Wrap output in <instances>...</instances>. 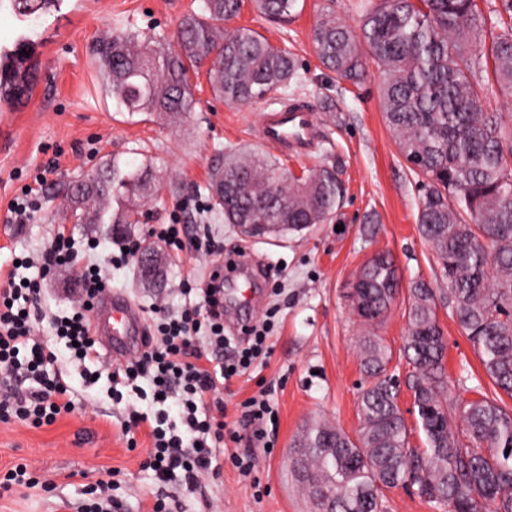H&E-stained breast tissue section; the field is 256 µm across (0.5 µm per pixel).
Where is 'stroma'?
Wrapping results in <instances>:
<instances>
[{
  "label": "stroma",
  "mask_w": 512,
  "mask_h": 512,
  "mask_svg": "<svg viewBox=\"0 0 512 512\" xmlns=\"http://www.w3.org/2000/svg\"><path fill=\"white\" fill-rule=\"evenodd\" d=\"M203 0H55L32 22L16 13L10 0H0V48L15 49L26 41L31 64L26 91L0 105V266L40 249L57 226L72 230L78 242L95 238L97 258L114 248L106 227L75 223L67 205L72 177L94 172L112 156L135 163L151 162L156 195L140 207V221L128 236L147 243L159 224L180 219L190 231L207 227L216 241L213 254L183 253L165 258L154 286L144 285L137 265L113 269L110 286L125 292L141 310L156 302L183 304L178 285L186 278L204 286L210 270L225 255L243 253L264 293L255 318L277 308L269 338L272 355L266 366L235 380L222 397L227 421H235L242 402L267 391L278 409L272 453L255 449L256 480L239 476L225 465L220 479H204L192 489L180 482L160 484L144 467L145 435L128 448L121 423L125 407L113 403L107 379L87 384L68 356L58 366L79 411L51 425L32 428L0 422V475L19 463L54 483L52 490L18 487L0 495V512H77L84 490L119 471L112 496L121 512H144L166 495L171 512H310L309 501L289 468V450L304 428L329 423L356 435L359 397L369 380L360 364L361 341L379 337L391 350L388 373L398 379L397 403L412 446L423 447L413 393L411 365L403 355L408 334V300L416 281L434 290L437 321L446 348L445 373L451 399L495 394L471 341L453 313L444 277L432 247L418 231L419 179L408 166L381 105L383 77L368 66L362 83L352 84L327 71L311 40L320 14L334 10L351 29H358L360 0H299L297 14L278 24L243 5L235 24L271 44L287 49L297 62V75L278 101L304 99L316 109L322 140L307 155L285 157L286 168L299 172L322 165L335 167L344 197L330 221L283 236L253 238L224 222L212 209L198 211L194 202L209 201L212 170L228 151L263 152L258 125L267 100L233 105L215 96L206 76L193 81L195 105L180 123L113 111L92 49L119 32L143 31L175 46L184 17L201 13ZM58 159L40 188L41 210L31 224H6L10 200L32 183L45 163ZM378 220L365 233V216ZM388 251L396 260L400 290L386 317L365 324L353 312L347 295L360 267L374 254ZM80 289V270L46 278L42 307H70ZM263 497H256V490Z\"/></svg>",
  "instance_id": "stroma-1"
}]
</instances>
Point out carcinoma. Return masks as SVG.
<instances>
[{
  "mask_svg": "<svg viewBox=\"0 0 512 512\" xmlns=\"http://www.w3.org/2000/svg\"><path fill=\"white\" fill-rule=\"evenodd\" d=\"M54 0H12L33 15ZM257 12L286 20L298 0H250ZM244 0H204V14L185 17L176 48L146 32L126 31L96 44L106 94L117 112L159 114L171 123L192 111L191 76L206 75L212 92L231 104L280 93L296 77L292 55L249 29L224 24ZM503 30L483 54L473 38L486 19L477 0H377L361 19L360 35L325 13L312 32L320 64L359 84L373 64L383 76L385 120L405 160L420 178L417 224L445 277L458 322L494 386L512 397V115L485 112L476 74L512 94V0H501ZM26 55L0 61V101L15 97ZM157 192L151 165L112 157L73 182L68 206L77 224H110L112 234L140 223L135 199ZM212 209L226 224L250 225L247 235L301 232L326 222L339 205L334 170L300 176L270 157L230 151L210 178ZM399 291L389 253L358 271L350 300L374 323ZM403 354L413 366L411 389L425 447L410 444L398 390L386 376L390 353L377 340L362 345L370 385L359 400L356 438L319 424L296 441L291 467L321 512L322 492L336 493L331 512H381L383 491L407 482L448 512H512V411L482 396L459 403L461 426L448 416L445 344L433 288H411Z\"/></svg>",
  "mask_w": 512,
  "mask_h": 512,
  "instance_id": "carcinoma-1",
  "label": "carcinoma"
}]
</instances>
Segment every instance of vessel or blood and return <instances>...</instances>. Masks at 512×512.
<instances>
[{
    "label": "vessel or blood",
    "instance_id": "b4317fda",
    "mask_svg": "<svg viewBox=\"0 0 512 512\" xmlns=\"http://www.w3.org/2000/svg\"><path fill=\"white\" fill-rule=\"evenodd\" d=\"M321 132L315 109L306 101L267 108L258 129L261 143L284 157L313 150ZM258 302L259 290L247 280L235 286L230 304L235 309L251 311ZM92 325L106 355L115 361H125L144 349V316L124 292L107 289L97 295Z\"/></svg>",
    "mask_w": 512,
    "mask_h": 512
}]
</instances>
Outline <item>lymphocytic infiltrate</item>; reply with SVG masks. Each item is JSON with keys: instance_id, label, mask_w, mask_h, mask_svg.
Returning <instances> with one entry per match:
<instances>
[{"instance_id": "lymphocytic-infiltrate-1", "label": "lymphocytic infiltrate", "mask_w": 512, "mask_h": 512, "mask_svg": "<svg viewBox=\"0 0 512 512\" xmlns=\"http://www.w3.org/2000/svg\"><path fill=\"white\" fill-rule=\"evenodd\" d=\"M140 249V240L126 239L123 252L109 256L95 269H84L81 295L72 310L50 315L40 305L38 280L24 284L17 281L14 270H0L5 283L0 289V421L39 428L76 409L56 369L58 351L38 338L46 321L85 378L97 372L106 376L113 401H122L124 388L135 387L141 378L149 380L153 395L176 397L177 419H170L164 409L150 416L132 408L123 423L129 447H136L137 432L146 433V466L158 482L177 477L191 489L203 478L220 476L228 461L242 476H250L253 454L224 451L225 441L240 443L241 432L228 431L224 401L217 391L221 382L246 375L257 360L266 357L276 312L268 310L262 323L246 328L244 339L231 342L224 334V292L218 274H211L210 286L198 291L186 280L181 293L198 292V302L179 309L151 305L153 325L145 350L125 363L112 364L101 356L93 335V300L99 286L108 283L112 266L129 264ZM78 256L72 233L60 226L39 251L37 261L47 274L71 269ZM25 380L31 386L23 392L19 386Z\"/></svg>"}]
</instances>
